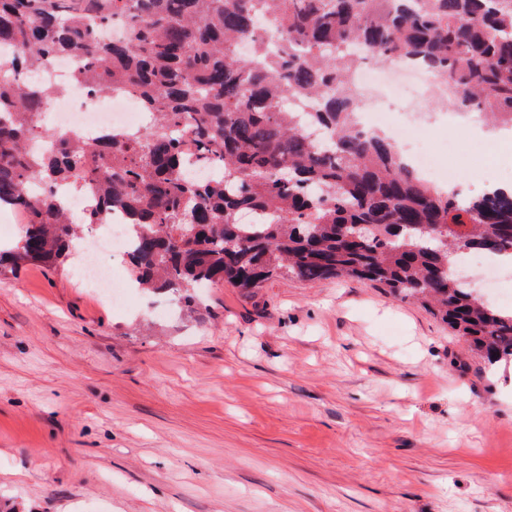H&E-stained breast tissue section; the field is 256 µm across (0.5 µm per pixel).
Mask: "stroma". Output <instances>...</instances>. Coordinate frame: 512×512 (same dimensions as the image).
Masks as SVG:
<instances>
[{"instance_id": "obj_1", "label": "stroma", "mask_w": 512, "mask_h": 512, "mask_svg": "<svg viewBox=\"0 0 512 512\" xmlns=\"http://www.w3.org/2000/svg\"><path fill=\"white\" fill-rule=\"evenodd\" d=\"M506 380L388 289L0 269V512H512Z\"/></svg>"}]
</instances>
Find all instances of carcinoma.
Segmentation results:
<instances>
[{"mask_svg": "<svg viewBox=\"0 0 512 512\" xmlns=\"http://www.w3.org/2000/svg\"><path fill=\"white\" fill-rule=\"evenodd\" d=\"M115 19L125 36L103 37ZM242 41L275 52L252 63ZM2 46L0 203L25 224L0 263L74 252L57 200L71 185L100 200L85 223L133 218L132 276L188 306L203 284L345 277L512 362V313L452 273L461 247L512 255V192L466 200L425 181L388 137L354 130L351 87L361 63L405 60L454 89L450 105L512 128V0H0ZM61 56L85 61L92 95L135 91L150 123L75 142L46 129L57 88L21 79Z\"/></svg>", "mask_w": 512, "mask_h": 512, "instance_id": "obj_1", "label": "carcinoma"}]
</instances>
